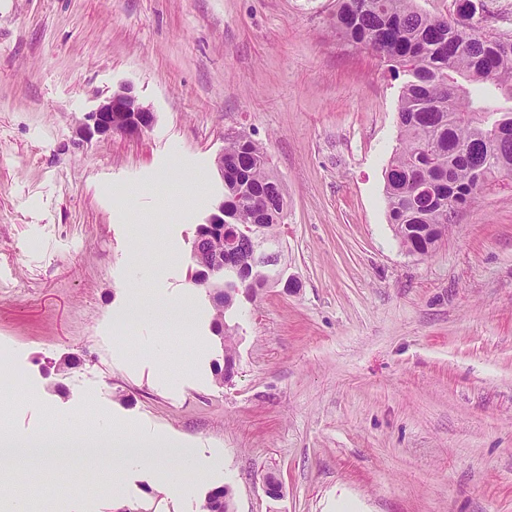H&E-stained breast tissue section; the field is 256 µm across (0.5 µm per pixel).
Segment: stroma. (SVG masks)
Returning <instances> with one entry per match:
<instances>
[{"mask_svg":"<svg viewBox=\"0 0 512 512\" xmlns=\"http://www.w3.org/2000/svg\"><path fill=\"white\" fill-rule=\"evenodd\" d=\"M468 23L512 39V0ZM336 0H0V432L81 438L126 424L209 459L186 496L156 467H40L0 488L33 512H512V179L428 257L387 219L402 79L336 31ZM130 83L156 115L74 151L78 120ZM288 189L296 288L239 299L238 358L192 276L228 138ZM190 290V335L123 327L129 289ZM139 355L129 364L127 354ZM169 357V388L153 380ZM282 495L271 499L264 478Z\"/></svg>","mask_w":512,"mask_h":512,"instance_id":"35a3bbf8","label":"stroma"}]
</instances>
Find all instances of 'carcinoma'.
I'll return each instance as SVG.
<instances>
[{"label": "carcinoma", "mask_w": 512, "mask_h": 512, "mask_svg": "<svg viewBox=\"0 0 512 512\" xmlns=\"http://www.w3.org/2000/svg\"><path fill=\"white\" fill-rule=\"evenodd\" d=\"M460 18L430 15L416 0H337L336 31L371 47L404 77L398 98L399 147L385 170L388 223L411 253L431 255L482 183L512 170V39L487 36ZM287 191L266 149L246 136L224 147V223L200 224L192 251L224 255V272L207 283L224 362H236V336L226 324L236 292L254 302L275 287V270L241 261L254 247V225L280 238ZM238 234L224 246V226ZM203 512H232L228 486L216 488Z\"/></svg>", "instance_id": "obj_1"}]
</instances>
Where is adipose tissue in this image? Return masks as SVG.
Returning a JSON list of instances; mask_svg holds the SVG:
<instances>
[{
	"instance_id": "adipose-tissue-1",
	"label": "adipose tissue",
	"mask_w": 512,
	"mask_h": 512,
	"mask_svg": "<svg viewBox=\"0 0 512 512\" xmlns=\"http://www.w3.org/2000/svg\"><path fill=\"white\" fill-rule=\"evenodd\" d=\"M191 314L192 303L187 297L171 299L155 308L142 303L137 291L132 290L128 293L124 317L131 325L163 321L170 328L182 331L189 328ZM0 446H22L61 465L83 458L99 459L112 471V493L116 496L121 494L123 477L132 465L166 468L170 488L182 489L183 484L177 476V468L180 463L192 459L188 449L178 447L168 438L138 435L132 428L120 426L113 427L110 434L84 438L76 443L36 432L22 441L12 438L0 440Z\"/></svg>"
}]
</instances>
